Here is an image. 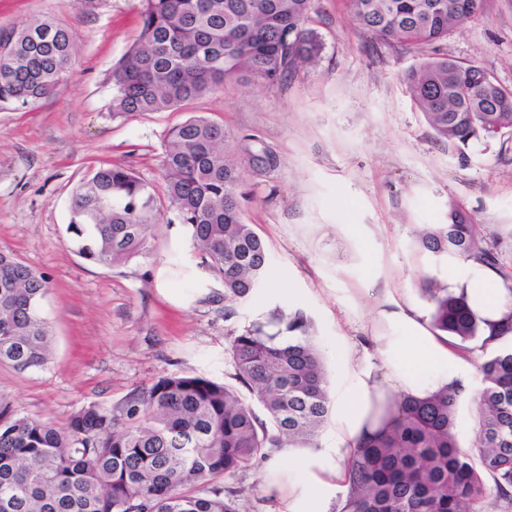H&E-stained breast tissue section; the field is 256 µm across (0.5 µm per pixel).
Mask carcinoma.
I'll return each instance as SVG.
<instances>
[{"label": "carcinoma", "mask_w": 512, "mask_h": 512, "mask_svg": "<svg viewBox=\"0 0 512 512\" xmlns=\"http://www.w3.org/2000/svg\"><path fill=\"white\" fill-rule=\"evenodd\" d=\"M482 0H350L358 26L403 45H431L480 14ZM313 0H140L139 35L112 69V117L179 107L245 75L275 83L317 61ZM74 63V37L49 19L0 30V103L50 97ZM404 82L440 142L465 146L512 130V90L474 64L438 57ZM164 192L124 165L101 167L73 190L65 232L78 254L119 266L146 251L150 229L184 225L200 266L224 287V317L268 273L266 243L245 222L242 167L276 171L279 155L258 136L233 137L224 123L192 117L165 138ZM437 259L493 270L511 300L491 321L466 288L420 290L430 324L460 351L493 352L480 365L475 440L459 446V392L399 393L375 406L377 427L359 437L345 467L340 512H512V273L467 211L421 232ZM49 279L0 252V365L19 372L49 363L43 312ZM234 387L167 373L115 405L90 403L59 425L0 399V512H241L224 479L283 448H316L328 421L327 372L301 309H274L230 340Z\"/></svg>", "instance_id": "carcinoma-1"}]
</instances>
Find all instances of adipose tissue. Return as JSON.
<instances>
[{"label":"adipose tissue","instance_id":"obj_1","mask_svg":"<svg viewBox=\"0 0 512 512\" xmlns=\"http://www.w3.org/2000/svg\"><path fill=\"white\" fill-rule=\"evenodd\" d=\"M388 320L400 328L397 336L374 337V359L364 360L354 373V386L341 399L344 429L336 438L337 456L351 453L367 422L372 402L383 391L424 396L445 387L468 395L469 371L457 353L437 337L427 335L416 314L392 311ZM343 481L341 468L321 464L309 478L293 481L288 491V508L295 512L299 504L317 506V492L324 480Z\"/></svg>","mask_w":512,"mask_h":512}]
</instances>
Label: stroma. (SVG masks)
Here are the masks:
<instances>
[{
    "instance_id": "obj_1",
    "label": "stroma",
    "mask_w": 512,
    "mask_h": 512,
    "mask_svg": "<svg viewBox=\"0 0 512 512\" xmlns=\"http://www.w3.org/2000/svg\"><path fill=\"white\" fill-rule=\"evenodd\" d=\"M140 0H0V29L25 17L70 29L75 64L36 105H0V251L50 281L44 311L52 359L20 373L0 366V397L32 417L65 422L83 405L116 404L159 375L191 372L231 383V333L274 308L303 309L332 398L372 337L389 336L383 310L415 308L423 273L467 283L478 264L435 260L416 233L448 221L457 202L512 267V132L457 149L437 141L403 75L448 56L512 89V0H483L477 19L437 47L382 41L351 19L347 0H314L318 62L267 84L243 79L176 109L131 120L112 115V68L138 37ZM259 135L283 160L273 173L242 172L244 217L265 240L270 275L224 314V288L198 263L182 225L153 226L143 255L109 267L69 243L74 187L118 163L162 187L163 143L190 116ZM343 428L332 411L315 448L295 449L227 480L242 512H285L300 460L332 459Z\"/></svg>"
}]
</instances>
